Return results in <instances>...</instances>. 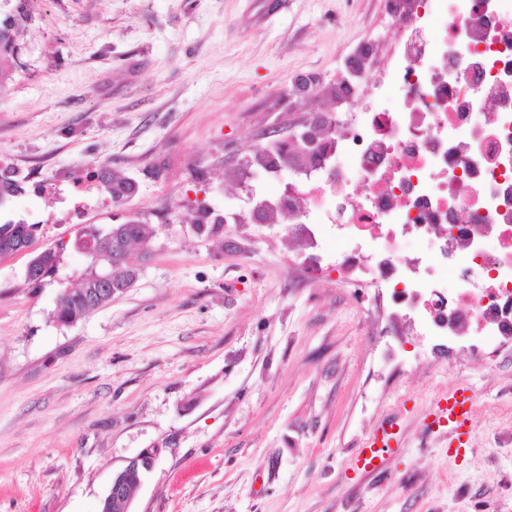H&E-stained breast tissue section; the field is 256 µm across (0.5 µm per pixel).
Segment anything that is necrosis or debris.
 I'll use <instances>...</instances> for the list:
<instances>
[{
    "instance_id": "necrosis-or-debris-1",
    "label": "necrosis or debris",
    "mask_w": 512,
    "mask_h": 512,
    "mask_svg": "<svg viewBox=\"0 0 512 512\" xmlns=\"http://www.w3.org/2000/svg\"><path fill=\"white\" fill-rule=\"evenodd\" d=\"M403 38L345 112L314 113L319 149L250 160L251 223L287 225L341 270L389 291V335L512 340V0H395ZM295 172L287 194L258 185Z\"/></svg>"
}]
</instances>
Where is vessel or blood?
<instances>
[{
  "mask_svg": "<svg viewBox=\"0 0 512 512\" xmlns=\"http://www.w3.org/2000/svg\"><path fill=\"white\" fill-rule=\"evenodd\" d=\"M472 409V392L463 385L449 389L429 409L433 424L448 432L449 456L456 458L465 455L469 448ZM399 446L400 432L395 423L383 424L369 437L363 448L356 450L353 465L367 473L379 471L381 461Z\"/></svg>",
  "mask_w": 512,
  "mask_h": 512,
  "instance_id": "vessel-or-blood-1",
  "label": "vessel or blood"
}]
</instances>
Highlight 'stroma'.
<instances>
[{"instance_id": "stroma-1", "label": "stroma", "mask_w": 512, "mask_h": 512, "mask_svg": "<svg viewBox=\"0 0 512 512\" xmlns=\"http://www.w3.org/2000/svg\"><path fill=\"white\" fill-rule=\"evenodd\" d=\"M391 0H27L0 88V154L26 178L12 215L55 283L0 258V512H99L113 472L147 448L137 512H512V343L481 365L403 337L384 289L326 265L284 224L197 233L198 206L248 212L239 170L334 92L357 47L389 53ZM134 179L114 206L84 164ZM158 229L132 288L73 325L53 318L86 265L65 215ZM473 393L472 442L448 458L432 401ZM397 416L384 474L351 455ZM36 256H39L36 259L37 263V271L42 273V277H40V282L36 287H41L44 284H48L54 281V278L58 274L60 267V252L53 248H47L42 250Z\"/></svg>"}]
</instances>
